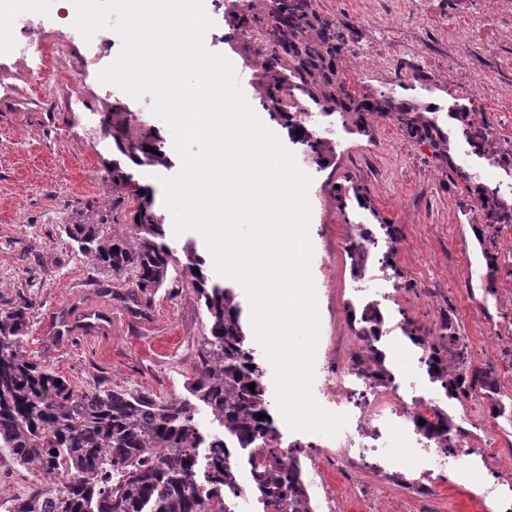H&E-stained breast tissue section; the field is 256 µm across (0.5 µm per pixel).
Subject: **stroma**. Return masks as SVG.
I'll return each instance as SVG.
<instances>
[{"label":"stroma","instance_id":"obj_1","mask_svg":"<svg viewBox=\"0 0 512 512\" xmlns=\"http://www.w3.org/2000/svg\"><path fill=\"white\" fill-rule=\"evenodd\" d=\"M267 3L251 0L244 12L238 0H219L209 14L205 46L232 62L247 102L311 178V272L320 319L316 358L332 361L335 336L351 331L352 280L343 248L350 225L372 223L378 213L401 229L409 242V257L399 265L405 280H432L441 287L429 310L433 316L459 299L457 282L448 276L449 250L469 249L474 285L486 281L487 268L470 226L457 221L462 198L427 145L410 141L383 118L374 119L364 136L349 132L334 115L320 121L318 135L334 149L322 166L273 119L270 100L257 89L266 79L261 59L240 37L251 15ZM316 8L353 26L360 47L371 50L388 39L400 49L391 67L374 56H345L340 67L353 91L375 95L407 85L440 112L453 106L448 58L436 52L447 41L450 0H316ZM28 79L22 68L0 66V86L20 88L16 94L0 89V298L23 293L35 305L25 350L79 391L103 382L163 400L189 398L185 382L195 346L209 328L191 284L176 277L151 295L133 297L127 277L93 267L61 230L63 221L97 206L104 193L102 161L110 157L112 142L94 130L89 112L99 109L105 84L96 74L83 76L85 109L72 112L69 74L50 75L51 90L42 95L22 93ZM356 186L367 189L372 209L354 196ZM101 301L112 307L111 335L90 338L71 327L75 311ZM324 479L339 512H414L409 490L383 473L366 469L351 480L329 467ZM359 484L372 489L371 498L357 495ZM434 486V512H496L474 470L463 469Z\"/></svg>","mask_w":512,"mask_h":512}]
</instances>
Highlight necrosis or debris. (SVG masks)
I'll list each match as a JSON object with an SVG mask.
<instances>
[{
  "label": "necrosis or debris",
  "instance_id": "1",
  "mask_svg": "<svg viewBox=\"0 0 512 512\" xmlns=\"http://www.w3.org/2000/svg\"><path fill=\"white\" fill-rule=\"evenodd\" d=\"M26 0H0V51H7L14 62L25 65L32 83L45 87L49 73L66 61L74 44L83 36L75 27L76 9L67 4L62 17L67 30L39 28ZM465 16L464 27L448 25V41L456 43L461 33L477 40L485 56L499 57L512 48V0H496L486 7L484 0H456ZM484 134L485 147L479 157L494 179H480L483 196L472 197L465 217L475 230L480 254L492 258L498 278L485 284L482 293L494 297L498 318L490 320L488 309L448 308L447 323L457 330L454 338L444 339L443 323L427 318V301L436 292L434 285L416 288L400 286L382 271H370L367 285L354 289L357 303L382 310L392 306L402 309L398 322H381L375 335L360 331L336 339V360L327 367L320 391L328 402L329 412L348 417L337 436H320V458L302 466L304 488L319 502L320 512H335L333 498L322 497L318 478L325 467L333 466L342 474L365 468L386 471L393 459L410 453L415 460L417 479L409 481L419 512H431L429 502L434 492L432 475L457 465L474 461L490 468L488 491L500 504V512H512V476L491 467V451L512 446V436L496 433L493 422L502 407L496 392L512 388V246L502 244L504 225L485 219L486 197L512 196V121L500 123L488 118L477 119ZM416 333V361L412 371H404L390 362L391 353L404 350L405 331ZM489 352L487 371L493 379L492 390L471 383L478 346ZM387 359V371L370 370L369 352ZM439 356L448 368V383L433 380L426 364L428 356ZM452 421L454 445L438 446L428 439L425 425Z\"/></svg>",
  "mask_w": 512,
  "mask_h": 512
}]
</instances>
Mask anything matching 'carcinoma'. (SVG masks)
<instances>
[{"instance_id": "1", "label": "carcinoma", "mask_w": 512, "mask_h": 512, "mask_svg": "<svg viewBox=\"0 0 512 512\" xmlns=\"http://www.w3.org/2000/svg\"><path fill=\"white\" fill-rule=\"evenodd\" d=\"M252 23L268 34L269 51L256 50L269 78L265 94L317 159L330 148L300 113L276 102L272 91H298L319 106L324 117L348 115L362 135L369 133L372 117L387 118L409 139L428 144L450 181L468 183L455 166L448 131L430 117L435 112L430 105L392 92L370 96L350 89L339 63L355 45L352 27L320 15L315 0H269ZM449 114L465 137H478L469 108L457 105ZM99 116L101 130L126 161L107 164L108 199L88 215L78 212L61 229L80 255L128 277L143 295L161 288L174 271L204 300L209 335L201 337L189 385L224 429V446L209 449L207 456L214 484L208 498L222 512L220 484L231 480V447L249 451L256 439L272 430L264 371L247 344L237 294L211 282L205 260L195 249H183L181 259L164 242L165 218L155 192L134 178V166H171L160 134L136 123L133 113L117 103L105 105ZM128 198L134 203L129 238L112 234V213ZM373 236L363 228L346 249L351 276L357 280L369 270L366 243L373 242ZM31 308L24 298L0 302V451L42 477L7 512H208L196 482L198 449L206 441L196 422L197 407L104 384L75 391L24 350ZM250 383L255 384L252 390ZM260 413L265 418L258 419ZM250 473L272 512H310L298 468L274 471L252 465Z\"/></svg>"}]
</instances>
